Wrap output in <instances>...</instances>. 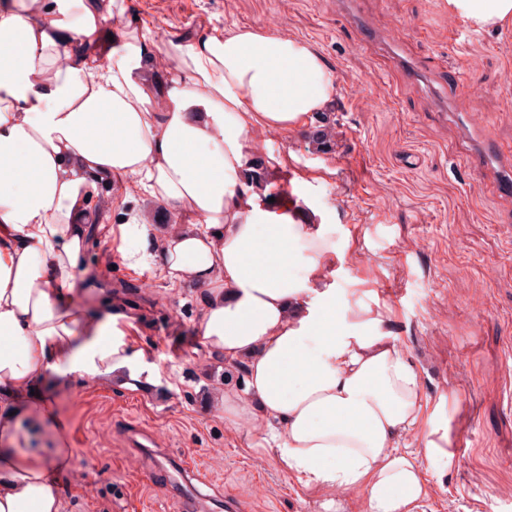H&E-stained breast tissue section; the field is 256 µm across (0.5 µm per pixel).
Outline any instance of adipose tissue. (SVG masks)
Listing matches in <instances>:
<instances>
[{"label":"adipose tissue","mask_w":512,"mask_h":512,"mask_svg":"<svg viewBox=\"0 0 512 512\" xmlns=\"http://www.w3.org/2000/svg\"><path fill=\"white\" fill-rule=\"evenodd\" d=\"M55 3L0 0V394L153 371L131 351L122 314L88 319L76 305L93 203L109 184L111 208L126 214L123 264L201 289L204 347L246 363L225 415L269 426L277 459L305 486L362 491L368 512H425L427 472L399 439L419 433L447 468L445 398L424 396L387 330L391 307L341 288L343 251L305 218L321 175L298 172L285 206L249 178L256 131L300 130L330 103L320 56L272 30L234 28L168 42L180 69L163 75L150 29L126 7L102 52L110 20L98 0ZM447 3L478 30L512 19V0ZM133 188L181 229L160 236L129 214ZM27 415L0 412V512H58L47 459L11 448Z\"/></svg>","instance_id":"1"}]
</instances>
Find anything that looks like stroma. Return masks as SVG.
I'll return each mask as SVG.
<instances>
[{
  "instance_id": "obj_1",
  "label": "stroma",
  "mask_w": 512,
  "mask_h": 512,
  "mask_svg": "<svg viewBox=\"0 0 512 512\" xmlns=\"http://www.w3.org/2000/svg\"><path fill=\"white\" fill-rule=\"evenodd\" d=\"M157 44L193 43L216 29L269 28L306 42L324 60L336 93L327 113L336 146L306 150L307 136L257 131L252 150L285 155L270 190L292 199L295 171L320 172L316 203L344 249L345 279H361L394 310L391 336L421 378L426 398L448 401L443 475L429 478L426 512H512V179L476 167V145L454 115L512 148V24L465 41L448 27L446 0H356L393 47L366 43L336 0H130ZM483 83L471 100L470 80ZM448 102L449 113L431 100ZM97 201L99 222L84 256L76 299L101 316L133 319L132 351L159 367L153 381L59 379L39 387L63 421L22 420L17 448L51 462L60 512H185L179 495L152 480L162 460L200 466L202 495L232 496L244 512H368L362 493L308 488L280 466L266 426L224 415V363L196 332L199 289L173 287L160 270L121 264L113 225L123 215ZM133 426L157 438L129 447Z\"/></svg>"
}]
</instances>
